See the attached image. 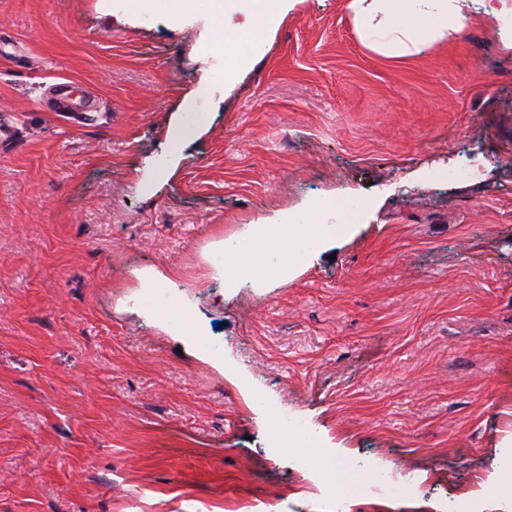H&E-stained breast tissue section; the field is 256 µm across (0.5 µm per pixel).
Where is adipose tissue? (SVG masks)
<instances>
[{
    "mask_svg": "<svg viewBox=\"0 0 512 512\" xmlns=\"http://www.w3.org/2000/svg\"><path fill=\"white\" fill-rule=\"evenodd\" d=\"M299 0H154L157 10L173 15L202 14L210 23L211 40L224 51V69L218 80L232 82L262 49L266 35L280 23ZM480 8L466 15L460 0H350L349 9L355 31L367 48L391 57H406L422 47L447 39L463 26L477 22L505 26L512 19V0H478ZM242 12L249 24L228 26V15ZM329 204L317 200L310 206L305 221L282 218L269 223V232L287 241L291 258L311 256L328 240L336 228L324 224ZM320 221L311 245H304L305 222Z\"/></svg>",
    "mask_w": 512,
    "mask_h": 512,
    "instance_id": "1",
    "label": "adipose tissue"
}]
</instances>
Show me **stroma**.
I'll return each mask as SVG.
<instances>
[{
  "label": "stroma",
  "mask_w": 512,
  "mask_h": 512,
  "mask_svg": "<svg viewBox=\"0 0 512 512\" xmlns=\"http://www.w3.org/2000/svg\"><path fill=\"white\" fill-rule=\"evenodd\" d=\"M349 2L300 0L226 86L203 16L0 0V512H315L262 397L311 461L413 474L345 512H512V35L386 57ZM57 83L96 110L46 111ZM317 199L372 211L226 287V242L264 269L255 226ZM259 402L264 404V409H267L268 413L274 419L273 426L279 428L280 432H283L288 436V439L293 442H298L306 445V448H313V443L316 439L314 435L308 431L300 421L291 418L287 413L281 411L273 403L267 402L263 397L259 398Z\"/></svg>",
  "instance_id": "1"
}]
</instances>
